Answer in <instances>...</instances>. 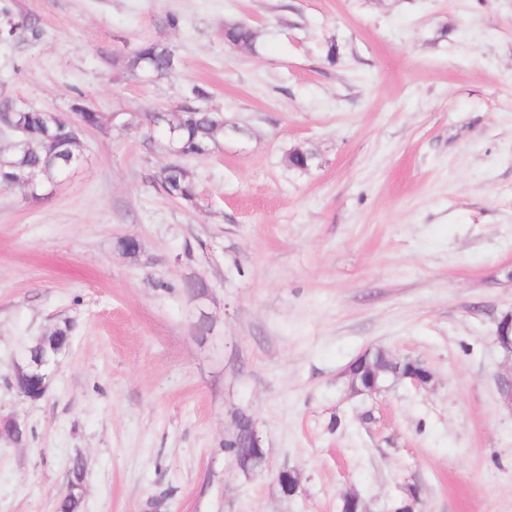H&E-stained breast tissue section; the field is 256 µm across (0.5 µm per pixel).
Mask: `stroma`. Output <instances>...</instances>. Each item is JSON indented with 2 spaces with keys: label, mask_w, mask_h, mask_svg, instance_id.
Here are the masks:
<instances>
[{
  "label": "stroma",
  "mask_w": 512,
  "mask_h": 512,
  "mask_svg": "<svg viewBox=\"0 0 512 512\" xmlns=\"http://www.w3.org/2000/svg\"><path fill=\"white\" fill-rule=\"evenodd\" d=\"M0 25V101L117 116L38 196L0 189V418L27 429L0 435V512H56L78 458L81 512H394L411 489L418 512H512V0H0ZM143 40L176 78L125 68ZM196 86L226 126L186 160L191 207L153 187L144 115ZM66 322L25 399L15 362ZM375 350L430 383L352 393ZM241 412L254 471L224 450ZM256 33L254 29L242 22L224 25V42L228 45L253 48ZM64 346L55 347L49 357L41 355L30 361L24 358L21 364H17V389L23 397L37 401L45 396L49 379L57 364L59 351Z\"/></svg>",
  "instance_id": "35a3bbf8"
}]
</instances>
